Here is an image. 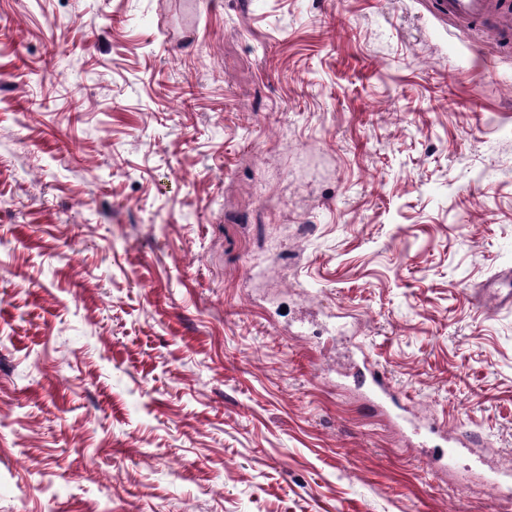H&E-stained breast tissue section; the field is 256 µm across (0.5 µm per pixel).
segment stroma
I'll list each match as a JSON object with an SVG mask.
<instances>
[{"label":"stroma","instance_id":"1","mask_svg":"<svg viewBox=\"0 0 512 512\" xmlns=\"http://www.w3.org/2000/svg\"><path fill=\"white\" fill-rule=\"evenodd\" d=\"M511 284L512 36L0 0V512H503Z\"/></svg>","mask_w":512,"mask_h":512}]
</instances>
